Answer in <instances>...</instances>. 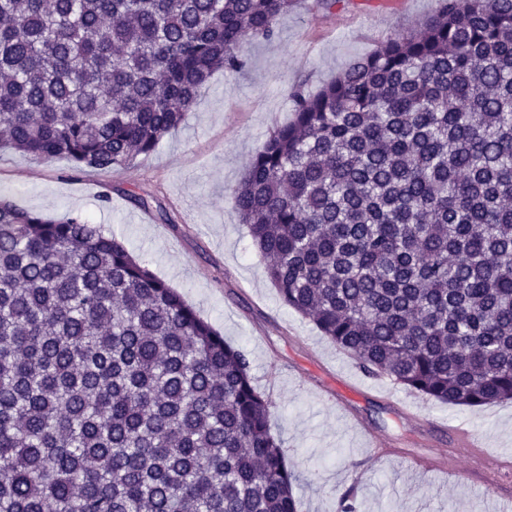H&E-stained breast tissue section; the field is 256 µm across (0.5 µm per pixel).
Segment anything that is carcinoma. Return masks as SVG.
Segmentation results:
<instances>
[{
    "mask_svg": "<svg viewBox=\"0 0 512 512\" xmlns=\"http://www.w3.org/2000/svg\"><path fill=\"white\" fill-rule=\"evenodd\" d=\"M298 0H0V148L156 150ZM232 202L284 305L369 376L512 400V0H438L291 88ZM245 353L80 214L0 197V512H299Z\"/></svg>",
    "mask_w": 512,
    "mask_h": 512,
    "instance_id": "cac0c4a2",
    "label": "carcinoma"
}]
</instances>
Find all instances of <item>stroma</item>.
I'll return each instance as SVG.
<instances>
[{
	"mask_svg": "<svg viewBox=\"0 0 512 512\" xmlns=\"http://www.w3.org/2000/svg\"><path fill=\"white\" fill-rule=\"evenodd\" d=\"M436 8L437 0H338L326 14L303 0L276 39L245 41L242 72H215L185 123L116 171L0 149V196L102 225L245 352L298 476L302 512H340L346 498L358 512H491L465 455L450 484L413 467L447 453L448 430L462 421L488 454L512 460V401L454 407L418 396L409 407L387 396L382 377L365 375L281 302L231 200L268 134L291 120L292 86L316 93ZM133 194L162 205L171 223L137 211Z\"/></svg>",
	"mask_w": 512,
	"mask_h": 512,
	"instance_id": "obj_1",
	"label": "stroma"
}]
</instances>
